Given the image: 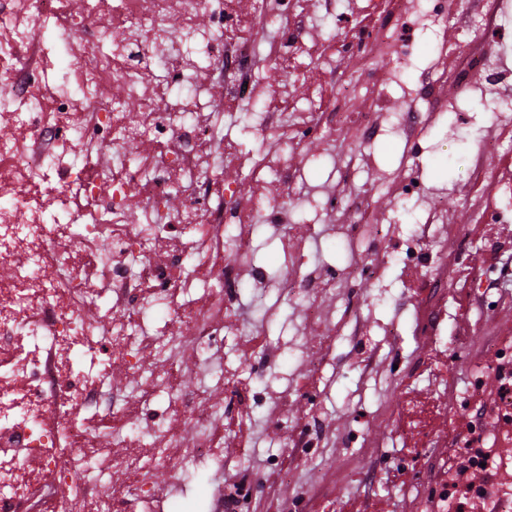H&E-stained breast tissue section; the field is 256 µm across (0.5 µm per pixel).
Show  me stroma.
Masks as SVG:
<instances>
[{"mask_svg":"<svg viewBox=\"0 0 512 512\" xmlns=\"http://www.w3.org/2000/svg\"><path fill=\"white\" fill-rule=\"evenodd\" d=\"M398 5L423 11L425 0H328L312 8L307 40L318 52L301 51L295 61L276 57L275 28L253 36L257 68L255 96L249 101L224 98V82L210 89L216 100L211 118L219 140L234 144L243 157L239 166H226L216 155V184L237 186L250 195L247 174L253 159L277 148L273 130H262L265 117L282 110L283 101L304 108L312 89L340 112L394 113L416 104L415 84L428 75L435 61L447 69L456 65L460 39L449 26L446 48L435 54L437 43L431 22L415 32L419 46L412 58L398 65L384 64L382 75L348 98L338 95L340 81L359 73V59L343 53L339 44L351 37L355 25H375L381 9ZM487 55L504 61L498 101L479 90L443 88L444 107L415 146H407L392 127L368 143L354 124L337 128L322 143H290L297 181L267 174L263 189L273 200H285L297 233L315 225L319 238L306 243L300 257L305 267L331 265L345 270L352 249L381 260L399 252L413 226L427 221L425 201L411 202L408 210L394 207L401 184L419 176L428 195L442 194L447 204L432 224L426 249L443 286L439 290L435 321L438 332L421 333V315L427 269L406 265L386 267L380 279L366 283L358 304H350L345 289L323 295L321 315L308 320L300 301L255 286L241 289L231 317L233 329L224 333L225 368L248 360L267 365L258 387L271 399L287 397L278 414L269 408L253 411L250 421L231 429H215L207 439L214 459L187 467L182 488L168 474L153 476L162 496L158 512H209L211 497L231 480L253 485L254 491L240 512H425L422 471L432 478L450 474L459 485L472 486L474 471L459 472L460 446L471 434L475 415L491 407L498 381L490 370L496 360L491 343L512 345V223L471 224V208L495 206L512 209L507 195H488L473 185L469 172L478 158L481 139L512 144V12L504 14L500 33L481 42ZM295 200H286V193ZM366 199L372 221L387 224L391 235L382 243L363 238L351 247L333 232L343 215L323 211L324 194ZM253 248L248 262L264 267L269 278H285L288 263L282 235L274 233L262 215H255ZM402 356L408 371L388 380L390 353ZM76 364L91 372L101 395L92 408L91 434L97 441L98 486L122 484V472L113 470L114 449L108 438L112 398L124 387L123 374L91 364L75 351ZM487 378L474 384L475 371ZM467 406H458L459 398ZM317 420L325 435L310 448L288 446L301 424ZM404 479H396V467Z\"/></svg>","mask_w":512,"mask_h":512,"instance_id":"1","label":"stroma"}]
</instances>
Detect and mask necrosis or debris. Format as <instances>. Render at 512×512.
<instances>
[{
    "label": "necrosis or debris",
    "mask_w": 512,
    "mask_h": 512,
    "mask_svg": "<svg viewBox=\"0 0 512 512\" xmlns=\"http://www.w3.org/2000/svg\"><path fill=\"white\" fill-rule=\"evenodd\" d=\"M305 0H281L277 56L304 49L297 19ZM50 24L76 62L53 91L41 77L45 49L33 31ZM267 23L263 0L241 14L228 0H86L83 14L64 0H0V118L19 136L0 140V512H23L34 478L20 471V458L36 460L57 485L59 512H130L131 487H144L154 472L178 470L187 458L205 456L202 437L225 420L245 423L262 406L259 391L234 372L224 378V400L216 403L184 389L175 365L188 352L222 346L232 297L244 278L263 284L261 269L244 270L253 240V215L271 226L286 209L267 194L242 200L228 189L215 201L209 172L214 131L200 120L201 93L213 79V62L234 69L227 98L243 101L253 91L256 60L241 29ZM417 20L392 14L362 40L388 56L405 58ZM497 10L469 18L461 41L453 87L494 91L502 64L483 54L477 39L495 36ZM119 96H111V89ZM334 120L320 93L306 108L281 112L279 126L294 139L316 142ZM114 150L111 167L90 173L74 157L75 147L99 144ZM140 144L141 153L123 150ZM44 183L39 200L29 188ZM68 211L72 240L107 250L105 274L112 287V332L87 319L99 295L87 288L86 262L56 242L45 219L50 208ZM218 280L199 299L179 303V289L193 280ZM162 307L172 316L163 332L144 323L146 311ZM93 359L112 362L129 376L128 389L112 403L111 439L120 456L113 465L129 482L90 495L84 480L92 455L91 433L82 416L99 389L89 373L75 371L74 346ZM188 414L193 433L178 420ZM148 421L153 442L142 455L123 449L138 424ZM512 432V383L500 392L493 428L479 426L463 453L483 484L493 512H512V490L498 477L507 463L488 434Z\"/></svg>",
    "instance_id": "obj_1"
}]
</instances>
